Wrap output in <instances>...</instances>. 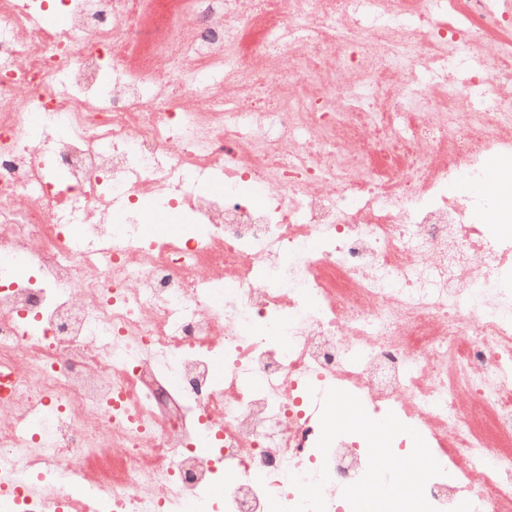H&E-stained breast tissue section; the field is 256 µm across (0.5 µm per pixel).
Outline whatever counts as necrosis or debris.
I'll return each instance as SVG.
<instances>
[{"mask_svg": "<svg viewBox=\"0 0 512 512\" xmlns=\"http://www.w3.org/2000/svg\"><path fill=\"white\" fill-rule=\"evenodd\" d=\"M490 154L512 0H0V512H512Z\"/></svg>", "mask_w": 512, "mask_h": 512, "instance_id": "obj_1", "label": "necrosis or debris"}]
</instances>
